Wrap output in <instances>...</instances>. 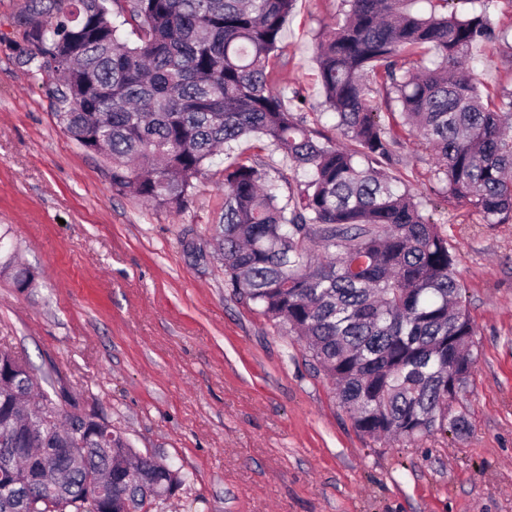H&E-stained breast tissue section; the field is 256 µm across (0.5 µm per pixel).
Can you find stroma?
I'll return each mask as SVG.
<instances>
[{
    "label": "stroma",
    "instance_id": "stroma-1",
    "mask_svg": "<svg viewBox=\"0 0 512 512\" xmlns=\"http://www.w3.org/2000/svg\"><path fill=\"white\" fill-rule=\"evenodd\" d=\"M24 0H0V341L56 395L102 412L186 482L152 512H512V224H482L431 190L433 154L398 117L399 175L424 194L466 288L478 358L454 408L469 432L415 442L354 428L295 337L224 286L208 227L224 169L283 154L251 136L215 156L175 213L116 191L102 157L59 123L52 85L16 59ZM341 0H297L271 59L273 92L300 95L310 126L341 134L317 80L315 42ZM483 98L512 66L477 44ZM28 269L35 288L13 284Z\"/></svg>",
    "mask_w": 512,
    "mask_h": 512
}]
</instances>
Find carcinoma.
<instances>
[{
    "mask_svg": "<svg viewBox=\"0 0 512 512\" xmlns=\"http://www.w3.org/2000/svg\"><path fill=\"white\" fill-rule=\"evenodd\" d=\"M425 1L423 14L415 6ZM296 0H25L18 63L56 82L60 123L109 163L112 187L182 211L216 152L251 135L282 151L304 187L282 197L259 165L224 175V215L211 225L234 297L295 334L333 380L354 427L406 442L468 431L453 400L477 359L474 323L441 225L395 174L386 105L431 145L444 201L512 223V88L484 105L464 74L472 46L512 42L497 0H342L343 19L316 43L318 78L345 143L319 140L302 113L268 90L271 55ZM471 4L460 13L455 5ZM131 25L138 40L122 39ZM425 48L433 66L408 67ZM54 405L38 377L0 346V512H151L185 483L108 426L70 414L40 433ZM83 451L67 470L55 449ZM60 472L62 493L39 487Z\"/></svg>",
    "mask_w": 512,
    "mask_h": 512,
    "instance_id": "carcinoma-1",
    "label": "carcinoma"
}]
</instances>
